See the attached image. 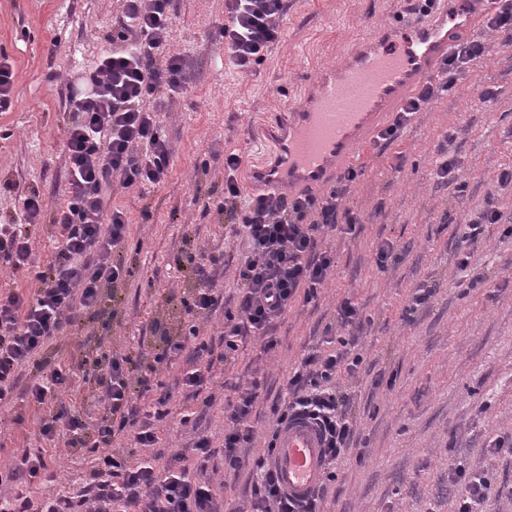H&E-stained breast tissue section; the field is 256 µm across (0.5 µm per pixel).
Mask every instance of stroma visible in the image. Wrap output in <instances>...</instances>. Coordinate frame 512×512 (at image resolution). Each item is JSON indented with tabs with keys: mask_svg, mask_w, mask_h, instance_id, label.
I'll return each mask as SVG.
<instances>
[{
	"mask_svg": "<svg viewBox=\"0 0 512 512\" xmlns=\"http://www.w3.org/2000/svg\"><path fill=\"white\" fill-rule=\"evenodd\" d=\"M414 3L288 0L281 45L244 76L214 59L212 34L224 0H171L169 49L192 62L185 94L162 115L176 146L172 169L160 188L114 195L130 222L120 255L123 286L102 306L92 334L48 350L50 363L66 362L82 341L91 352L154 345L156 323L179 334L186 320L181 300L193 288L172 266L185 232L223 249L232 265L246 250L230 224L205 207L210 187L224 177L225 151L238 150L246 164L257 159L265 150L257 131L265 114L296 101L297 85L336 64L377 25L411 17ZM122 5L0 0V48L16 61L17 95L12 112L0 115V217L14 215L20 193L31 189L49 209L63 204L67 85L92 66ZM474 32L486 37V57L420 112L395 144L383 151L369 145L358 156L363 173L350 203L363 222L355 235L325 237L335 268L322 298L293 303L275 322L273 354L249 336L234 359L212 369L219 404L234 401L236 385L254 377L264 391L285 392L305 353L329 351L324 329L336 324L341 299L359 306L365 322L355 349L364 368L341 379L357 446L336 464L326 512H455L463 488L448 478L452 456L491 483L478 512H512V236L491 225L468 271H459L454 259L459 224L488 192L497 193L504 220L512 223V188L493 186L496 172L512 166V44L503 34L485 33L479 22ZM485 88L496 89V99L482 101ZM446 145L458 160L464 192L433 175V160ZM8 181L14 191L4 190ZM386 240L403 258L383 270L375 254ZM421 284L434 294L406 315ZM8 414L24 422L0 433V461L21 448H43L39 412L19 401Z\"/></svg>",
	"mask_w": 512,
	"mask_h": 512,
	"instance_id": "35a3bbf8",
	"label": "stroma"
}]
</instances>
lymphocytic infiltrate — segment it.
<instances>
[{"instance_id":"f902f5d3","label":"lymphocytic infiltrate","mask_w":512,"mask_h":512,"mask_svg":"<svg viewBox=\"0 0 512 512\" xmlns=\"http://www.w3.org/2000/svg\"><path fill=\"white\" fill-rule=\"evenodd\" d=\"M287 0H224V19L217 25L224 60L238 73L248 74L261 64L283 38ZM173 25L170 0H123L122 16L110 47L85 70L77 86L69 87L70 122L64 130L62 153L67 167L68 198L52 218L54 254L48 264L35 259L32 232L47 209L35 191L21 194L17 218L0 223V263L13 279L27 280L24 288L0 290V410L14 394H22L34 409L54 404L42 417L38 432L50 447L64 446L94 453L98 464L76 488L36 495L34 485L60 480L63 456L18 450L0 464V512H223L224 480L251 468L239 512H324L328 484L323 482L302 503L282 493L270 458L248 459L257 441L274 449L282 424L298 415L320 427L328 462H336L355 441V428L340 409L336 381L339 373L357 375L363 363L355 353L356 336L338 337L336 349L304 355L288 379V393L271 406L272 424L259 434L253 412L261 398L260 385L238 387L236 400L224 407V440L214 448L197 421L212 411L215 396H203L215 362L232 359L241 337L255 335L264 351L276 341L268 334L274 321L291 304L319 298L334 267L333 254L323 249L330 232L354 234L360 217L348 194L363 169L348 165L338 186L316 195L245 193L238 179L241 156L224 154V184L212 191L209 204L248 244L235 279L236 308L221 311L218 276L224 253L204 246L182 251L174 259L179 272L194 283L184 309L189 317L180 336L160 331L161 345L153 355L104 353L82 357L91 367L96 388L91 401L99 411L87 423L78 407L67 405L63 394L71 368L49 365L45 353L58 339L77 335L98 314L103 290L123 280V266L113 260L126 242L129 218L114 206V188L145 191L168 177L174 146L159 118L167 102L186 92L190 66L182 55L166 50ZM486 43L473 35L458 40L443 60L437 79L428 80L395 112L380 130L375 145H393L419 112L441 93L454 88L468 65L482 58ZM502 215L493 199L466 219L458 236L456 266L468 270L473 246L488 225ZM218 342L204 340L205 331ZM187 364L180 383L184 401L198 402L197 411L179 413L189 431L192 455L202 475L190 478L187 457L161 449L160 423L173 411L174 397L156 375L172 358ZM129 438L145 456L128 464L113 451L115 441ZM224 458L222 480L206 475L215 454Z\"/></svg>"}]
</instances>
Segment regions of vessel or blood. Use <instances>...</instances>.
I'll return each mask as SVG.
<instances>
[{"mask_svg":"<svg viewBox=\"0 0 512 512\" xmlns=\"http://www.w3.org/2000/svg\"><path fill=\"white\" fill-rule=\"evenodd\" d=\"M481 0H455L402 26H379L334 67L304 86L303 102L261 125L267 154L247 173V188L296 194L333 181L341 161L356 156L397 111L407 93L438 71L449 47L467 32ZM283 491L306 500L325 470L319 426L299 415L284 424L272 456Z\"/></svg>","mask_w":512,"mask_h":512,"instance_id":"obj_1","label":"vessel or blood"}]
</instances>
